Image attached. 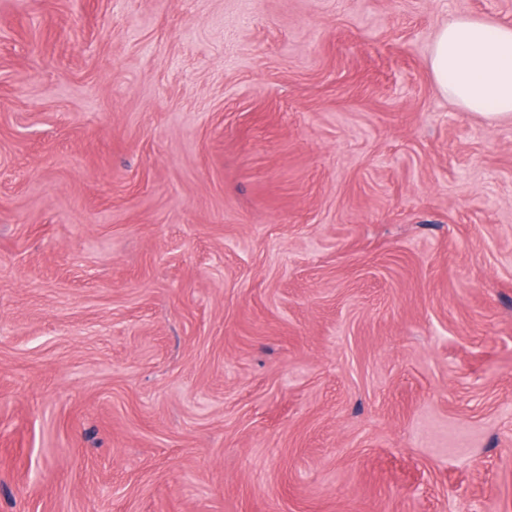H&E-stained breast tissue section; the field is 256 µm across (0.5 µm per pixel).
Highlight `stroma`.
Wrapping results in <instances>:
<instances>
[{"mask_svg": "<svg viewBox=\"0 0 512 512\" xmlns=\"http://www.w3.org/2000/svg\"><path fill=\"white\" fill-rule=\"evenodd\" d=\"M512 0H0V512H512ZM429 66L462 112L512 120V25L457 16L435 34Z\"/></svg>", "mask_w": 512, "mask_h": 512, "instance_id": "35a3bbf8", "label": "stroma"}]
</instances>
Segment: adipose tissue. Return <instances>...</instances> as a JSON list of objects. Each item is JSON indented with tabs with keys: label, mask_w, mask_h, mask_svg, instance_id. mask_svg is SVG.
<instances>
[{
	"label": "adipose tissue",
	"mask_w": 512,
	"mask_h": 512,
	"mask_svg": "<svg viewBox=\"0 0 512 512\" xmlns=\"http://www.w3.org/2000/svg\"><path fill=\"white\" fill-rule=\"evenodd\" d=\"M429 66L459 110L512 120V25L457 16L438 29Z\"/></svg>",
	"instance_id": "1"
}]
</instances>
